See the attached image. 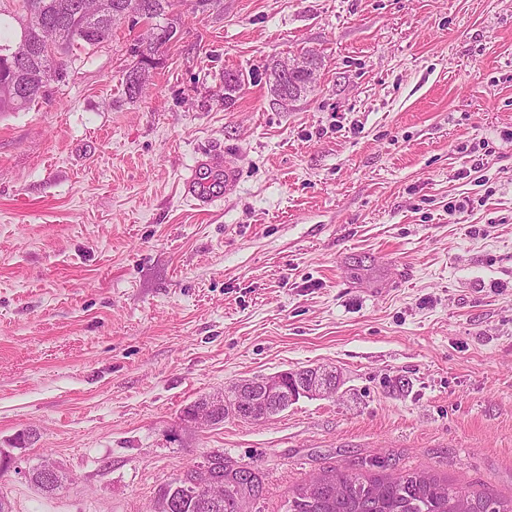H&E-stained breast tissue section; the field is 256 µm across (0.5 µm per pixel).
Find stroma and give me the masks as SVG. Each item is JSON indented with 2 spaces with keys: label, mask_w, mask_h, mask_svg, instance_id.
Masks as SVG:
<instances>
[{
  "label": "stroma",
  "mask_w": 512,
  "mask_h": 512,
  "mask_svg": "<svg viewBox=\"0 0 512 512\" xmlns=\"http://www.w3.org/2000/svg\"><path fill=\"white\" fill-rule=\"evenodd\" d=\"M194 2L142 97L124 80L146 25L124 21L0 113V495L153 512L220 452L257 478L240 512L343 469L512 499V0ZM303 51L317 80L281 107L270 67ZM214 149L241 178L204 212L183 179ZM320 366L336 393L183 419ZM46 460L52 494L22 475ZM284 373H278L257 380H245L238 383L232 392L210 395L206 401L193 409L194 402L184 410V420L192 423L212 424L218 413L224 408L221 419L233 416L246 421L259 422L269 417L270 411L278 406V397L283 391Z\"/></svg>",
  "instance_id": "35a3bbf8"
}]
</instances>
